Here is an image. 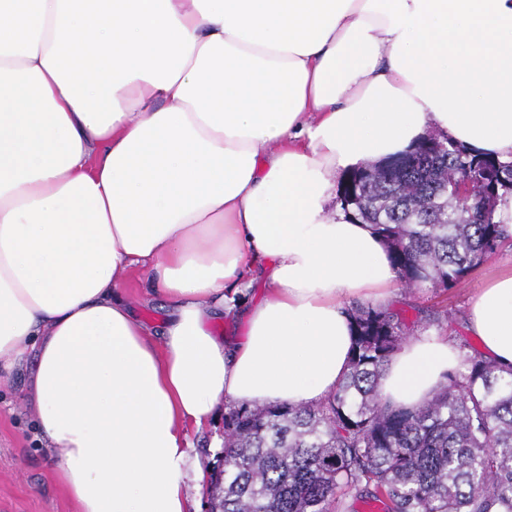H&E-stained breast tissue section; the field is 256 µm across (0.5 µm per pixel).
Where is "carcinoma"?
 <instances>
[{"label":"carcinoma","instance_id":"obj_1","mask_svg":"<svg viewBox=\"0 0 512 512\" xmlns=\"http://www.w3.org/2000/svg\"><path fill=\"white\" fill-rule=\"evenodd\" d=\"M368 162L340 185L342 209L374 226L408 288L456 287L512 236V160L448 138ZM468 182L457 196L451 181ZM350 368L313 405H226L224 448L203 488L210 512H342L374 500L384 512H512V364L465 344L459 365L422 406H392L379 378L406 340L386 308L357 303Z\"/></svg>","mask_w":512,"mask_h":512}]
</instances>
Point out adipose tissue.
<instances>
[{
    "label": "adipose tissue",
    "instance_id": "1",
    "mask_svg": "<svg viewBox=\"0 0 512 512\" xmlns=\"http://www.w3.org/2000/svg\"><path fill=\"white\" fill-rule=\"evenodd\" d=\"M430 128L512 160V0H0V380L33 359L78 512H194L189 436L221 403L335 391L344 297L385 305L396 277L338 179ZM130 270L167 303L160 342ZM469 324L512 364V270ZM458 361L412 340L381 397L422 404Z\"/></svg>",
    "mask_w": 512,
    "mask_h": 512
}]
</instances>
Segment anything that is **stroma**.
<instances>
[{"instance_id": "1", "label": "stroma", "mask_w": 512, "mask_h": 512, "mask_svg": "<svg viewBox=\"0 0 512 512\" xmlns=\"http://www.w3.org/2000/svg\"><path fill=\"white\" fill-rule=\"evenodd\" d=\"M512 269V244L488 256L456 288L408 289L396 283L387 303L400 313L411 337L433 336L453 345L469 342L467 316L473 298L502 271ZM125 300L157 333L167 319L162 299L148 288L140 274L130 273L123 290ZM32 361L18 366L9 382L0 385V512H77L76 503L56 479L59 454L35 433V417L27 405L31 394Z\"/></svg>"}]
</instances>
